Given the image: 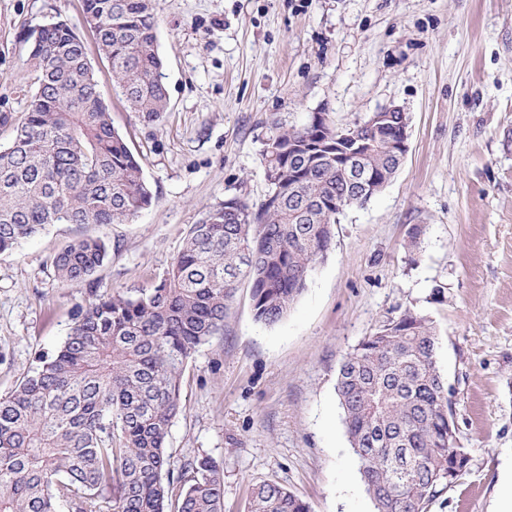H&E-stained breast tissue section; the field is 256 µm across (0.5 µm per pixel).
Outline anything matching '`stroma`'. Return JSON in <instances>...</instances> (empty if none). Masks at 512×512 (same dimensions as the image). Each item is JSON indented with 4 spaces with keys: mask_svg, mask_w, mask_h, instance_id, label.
<instances>
[{
    "mask_svg": "<svg viewBox=\"0 0 512 512\" xmlns=\"http://www.w3.org/2000/svg\"><path fill=\"white\" fill-rule=\"evenodd\" d=\"M155 12L168 109L146 125L100 56L83 0H0V113L23 117L35 87L24 32L67 22L155 193L132 222L54 224L0 255V397L61 345L76 306L150 287L224 199L262 203L274 122L318 112L345 127L397 105L410 122L394 178L337 215L333 247L286 318L258 322L239 282L223 331L186 365L167 449L220 463L224 512H246L261 481L311 512H373L337 373L411 308L433 320L469 456L428 512H493L512 465V0H155ZM86 237L108 244L107 259L86 281H61L56 255Z\"/></svg>",
    "mask_w": 512,
    "mask_h": 512,
    "instance_id": "35a3bbf8",
    "label": "stroma"
}]
</instances>
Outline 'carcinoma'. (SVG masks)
<instances>
[{
	"instance_id": "carcinoma-1",
	"label": "carcinoma",
	"mask_w": 512,
	"mask_h": 512,
	"mask_svg": "<svg viewBox=\"0 0 512 512\" xmlns=\"http://www.w3.org/2000/svg\"><path fill=\"white\" fill-rule=\"evenodd\" d=\"M99 51L145 124L166 111L154 0H84ZM29 58L36 87L11 145L0 150V254L51 224H122L155 199L140 162L112 126L80 36L64 21L39 26ZM336 127L314 114L274 125L263 143L269 191L257 211L237 197L192 225L159 282L76 309L70 332L0 398V512H224L220 466L176 464L166 445L183 411L188 359L219 334L240 278L255 318L280 322L331 249L340 209L358 190L339 168ZM378 178L395 159L363 134ZM108 256L84 238L57 254L64 282H82ZM431 317L406 309L342 360L339 407L375 512H428L469 462L448 444L452 401L436 365ZM180 483L173 493L174 483ZM247 512H310L276 482L252 485Z\"/></svg>"
}]
</instances>
